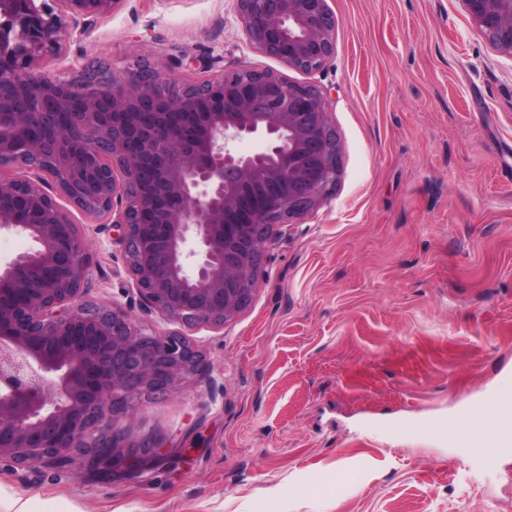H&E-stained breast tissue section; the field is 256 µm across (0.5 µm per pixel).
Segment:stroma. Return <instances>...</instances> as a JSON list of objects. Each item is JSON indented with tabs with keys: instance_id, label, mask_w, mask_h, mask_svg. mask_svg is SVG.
Instances as JSON below:
<instances>
[{
	"instance_id": "obj_1",
	"label": "stroma",
	"mask_w": 512,
	"mask_h": 512,
	"mask_svg": "<svg viewBox=\"0 0 512 512\" xmlns=\"http://www.w3.org/2000/svg\"><path fill=\"white\" fill-rule=\"evenodd\" d=\"M327 5L333 50L310 71L253 49L235 0H124L41 59L63 79L151 64L184 83L235 68L314 86L339 174L273 225L250 305L221 326L145 311L117 231L72 209L80 302L183 334L206 369L118 422L127 442L163 441L154 470L4 466L0 512H512V452L474 456L448 430L512 388V57L461 0Z\"/></svg>"
}]
</instances>
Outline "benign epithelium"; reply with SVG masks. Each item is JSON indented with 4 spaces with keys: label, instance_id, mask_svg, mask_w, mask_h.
<instances>
[{
    "label": "benign epithelium",
    "instance_id": "7a95c632",
    "mask_svg": "<svg viewBox=\"0 0 512 512\" xmlns=\"http://www.w3.org/2000/svg\"><path fill=\"white\" fill-rule=\"evenodd\" d=\"M124 0H0V233L34 248L0 269V464L82 458L103 480L162 461L104 426L143 390L204 371L179 334H148L121 308L78 302L84 240L46 191L122 230L149 310L220 326L250 304L263 232L293 224L336 183L339 147L323 94L269 71L229 68L179 83L157 68L62 79L39 65ZM251 46L290 67H321L336 19L327 0H236ZM476 29L512 58V0H462ZM210 108L200 111L201 99ZM259 135L251 155L237 142ZM276 198L269 209L257 198Z\"/></svg>",
    "mask_w": 512,
    "mask_h": 512
}]
</instances>
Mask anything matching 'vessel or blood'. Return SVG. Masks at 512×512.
Returning a JSON list of instances; mask_svg holds the SVG:
<instances>
[{
    "mask_svg": "<svg viewBox=\"0 0 512 512\" xmlns=\"http://www.w3.org/2000/svg\"><path fill=\"white\" fill-rule=\"evenodd\" d=\"M492 419L497 422L493 428L488 425ZM451 424L457 429V442L477 456L490 459L512 451V389L495 396L491 406H468Z\"/></svg>",
    "mask_w": 512,
    "mask_h": 512,
    "instance_id": "b4317fda",
    "label": "vessel or blood"
}]
</instances>
